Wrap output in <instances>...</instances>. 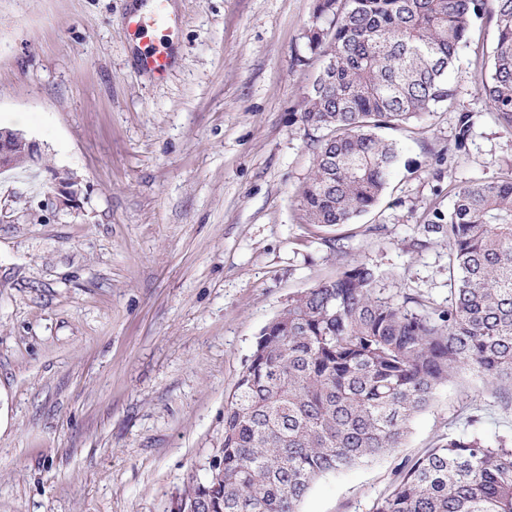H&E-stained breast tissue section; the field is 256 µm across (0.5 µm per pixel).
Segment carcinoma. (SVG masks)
<instances>
[{
	"instance_id": "cac0c4a2",
	"label": "carcinoma",
	"mask_w": 512,
	"mask_h": 512,
	"mask_svg": "<svg viewBox=\"0 0 512 512\" xmlns=\"http://www.w3.org/2000/svg\"><path fill=\"white\" fill-rule=\"evenodd\" d=\"M314 18L320 76L299 113L313 155L306 223L350 224L386 193L398 152L378 130L454 103L448 68L484 18L495 40L477 95L512 132V0H319ZM475 119L457 112V149ZM453 190L448 213L423 225L448 242V306L380 296L363 263L293 297L224 406L221 467L177 505L298 512L316 479L401 447L411 418L463 371L512 403V172ZM369 512H512V437H436Z\"/></svg>"
}]
</instances>
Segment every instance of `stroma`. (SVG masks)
Masks as SVG:
<instances>
[{
  "label": "stroma",
  "mask_w": 512,
  "mask_h": 512,
  "mask_svg": "<svg viewBox=\"0 0 512 512\" xmlns=\"http://www.w3.org/2000/svg\"><path fill=\"white\" fill-rule=\"evenodd\" d=\"M137 2L0 0V127L41 150L0 175V512H173L209 479L224 405L289 299L362 261L383 296L447 305L448 243L425 216L453 181L512 168V134L477 98L488 28L449 71L455 108L383 130L399 148L384 197L305 224L317 0H167L183 22L162 80L125 36ZM460 109L477 113L464 155ZM471 431L512 435V409L465 373L401 448L320 479L300 512H368L403 458Z\"/></svg>",
  "instance_id": "stroma-1"
}]
</instances>
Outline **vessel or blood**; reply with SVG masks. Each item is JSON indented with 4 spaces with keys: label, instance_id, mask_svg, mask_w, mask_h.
<instances>
[{
    "label": "vessel or blood",
    "instance_id": "vessel-or-blood-1",
    "mask_svg": "<svg viewBox=\"0 0 512 512\" xmlns=\"http://www.w3.org/2000/svg\"><path fill=\"white\" fill-rule=\"evenodd\" d=\"M126 27L129 40L137 48L138 67L156 78H165L173 65L179 17L168 12L164 5L157 4L146 12L131 11Z\"/></svg>",
    "mask_w": 512,
    "mask_h": 512
}]
</instances>
